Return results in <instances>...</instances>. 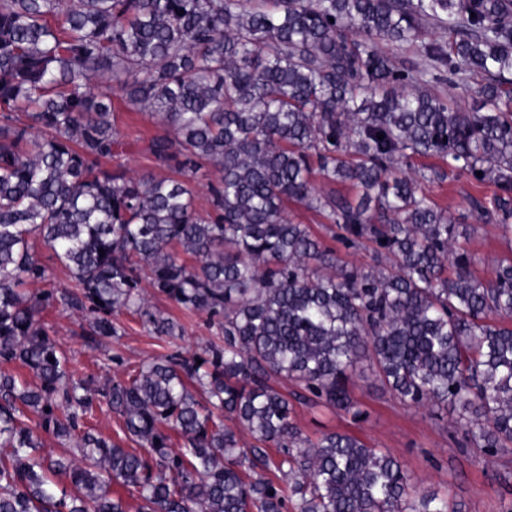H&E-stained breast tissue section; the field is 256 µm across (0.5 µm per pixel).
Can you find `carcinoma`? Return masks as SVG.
Wrapping results in <instances>:
<instances>
[{
  "mask_svg": "<svg viewBox=\"0 0 512 512\" xmlns=\"http://www.w3.org/2000/svg\"><path fill=\"white\" fill-rule=\"evenodd\" d=\"M416 42L404 64L384 49ZM477 75L469 112L427 90ZM117 90L182 178L102 168L126 149ZM420 156L442 165L402 172ZM450 175L493 184L470 205L512 236V0H0V363L32 375L0 372V512H128L114 485L137 512H461L358 436L294 422L296 402L366 421L364 357L401 402L453 412L465 444L512 450V257L473 274L425 191ZM289 202L373 264L339 263ZM41 245L71 289L47 286ZM144 282L219 342L100 382L40 322L79 313L93 345L129 312L176 338ZM104 410L135 447L96 431Z\"/></svg>",
  "mask_w": 512,
  "mask_h": 512,
  "instance_id": "carcinoma-1",
  "label": "carcinoma"
}]
</instances>
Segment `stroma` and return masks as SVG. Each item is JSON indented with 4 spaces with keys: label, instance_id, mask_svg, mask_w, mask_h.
<instances>
[{
    "label": "stroma",
    "instance_id": "obj_1",
    "mask_svg": "<svg viewBox=\"0 0 512 512\" xmlns=\"http://www.w3.org/2000/svg\"><path fill=\"white\" fill-rule=\"evenodd\" d=\"M113 100L114 122L128 147L113 159L112 168L137 175L153 173L155 166L145 146L157 132V125L147 114L131 108L121 95H114ZM428 193L462 223L471 225L466 247L475 259V273L490 278L494 261L512 253V244L502 239L495 225L480 220L470 210L468 200L490 198L493 185L450 177L429 186ZM150 303L182 326V336L168 340L155 335L138 316L124 314L119 318L121 335L103 337L92 349L84 340L79 316L53 309L44 313L42 323L74 364L99 380L127 378L162 355L178 349L198 351L216 340L217 329L205 315L187 312L161 296L152 297ZM352 394L369 412L365 423L356 425L334 412L300 404L296 407V422L304 436L314 439L334 430L358 435L400 459L414 474L419 490L438 492L449 503L461 505L463 512H506L512 506V452L488 457L477 449L463 447V437L454 432L448 414L434 415L422 408L406 407L375 379L359 382Z\"/></svg>",
    "mask_w": 512,
    "mask_h": 512
}]
</instances>
